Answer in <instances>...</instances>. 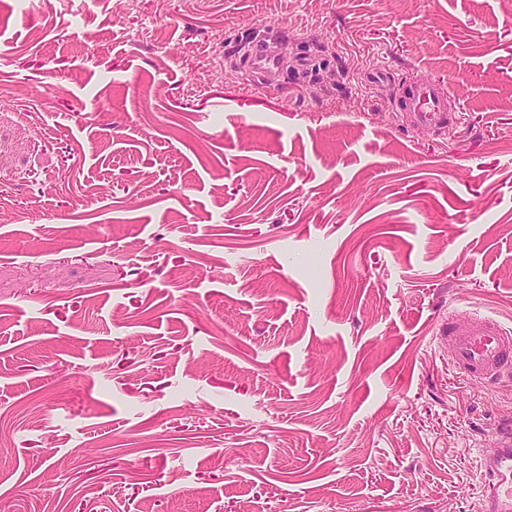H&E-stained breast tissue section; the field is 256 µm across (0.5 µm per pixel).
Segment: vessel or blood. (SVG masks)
I'll return each mask as SVG.
<instances>
[{"instance_id":"obj_1","label":"vessel or blood","mask_w":512,"mask_h":512,"mask_svg":"<svg viewBox=\"0 0 512 512\" xmlns=\"http://www.w3.org/2000/svg\"><path fill=\"white\" fill-rule=\"evenodd\" d=\"M398 111L412 127L448 126V92L435 82L415 84L402 96ZM452 349L448 365L456 378L467 384L490 385L512 376V328L494 317L473 313L449 317ZM484 512H512V420L501 424L495 435V451L482 463Z\"/></svg>"}]
</instances>
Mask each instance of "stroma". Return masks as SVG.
<instances>
[{"mask_svg": "<svg viewBox=\"0 0 512 512\" xmlns=\"http://www.w3.org/2000/svg\"><path fill=\"white\" fill-rule=\"evenodd\" d=\"M433 80L452 132L393 115ZM474 312L512 327V0H0V512H480Z\"/></svg>", "mask_w": 512, "mask_h": 512, "instance_id": "obj_1", "label": "stroma"}]
</instances>
